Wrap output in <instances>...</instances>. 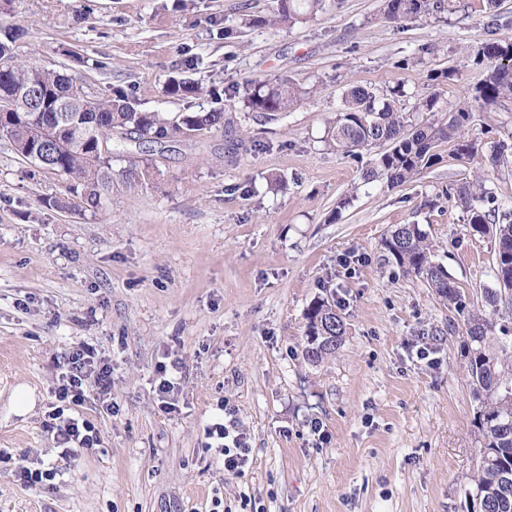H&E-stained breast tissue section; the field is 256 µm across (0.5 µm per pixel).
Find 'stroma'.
<instances>
[{
    "label": "stroma",
    "instance_id": "35a3bbf8",
    "mask_svg": "<svg viewBox=\"0 0 512 512\" xmlns=\"http://www.w3.org/2000/svg\"><path fill=\"white\" fill-rule=\"evenodd\" d=\"M276 5L0 0V19L24 32L17 61L66 70L97 93L123 87L148 111L224 109L223 130L202 139L144 149L115 134L114 151L148 154L154 171L95 212L55 206L66 179L0 137V512H210L216 498L226 512H471L480 402L463 321L385 261L380 243L420 225L436 261L479 299L494 285V244L441 193L480 173L512 205V157L493 165L440 142L435 165L391 188L361 182L375 150L342 158L322 137L349 85L402 87L397 107L412 122H444L446 104L479 78L467 47L495 19L486 0L445 22L401 24L382 18L380 0H327L288 26L272 23ZM447 68L441 109L415 111L428 74ZM283 74L318 94L286 112L245 109L237 88ZM171 75L223 94L167 98ZM276 177L284 190L271 189ZM327 293L346 334L312 365L305 312ZM79 343L111 361L115 408L74 407L100 443L35 492L14 468L57 460L54 391ZM165 366L182 379L164 400ZM20 385L35 396L23 416L8 404ZM224 399L251 448L239 476L224 474L203 437Z\"/></svg>",
    "mask_w": 512,
    "mask_h": 512
}]
</instances>
